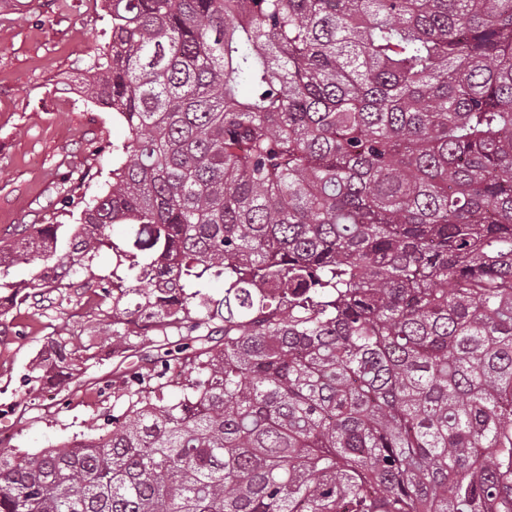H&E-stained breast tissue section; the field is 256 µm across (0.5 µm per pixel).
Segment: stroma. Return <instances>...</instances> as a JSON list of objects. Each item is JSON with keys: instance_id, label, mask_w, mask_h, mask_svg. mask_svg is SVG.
<instances>
[{"instance_id": "35a3bbf8", "label": "stroma", "mask_w": 512, "mask_h": 512, "mask_svg": "<svg viewBox=\"0 0 512 512\" xmlns=\"http://www.w3.org/2000/svg\"><path fill=\"white\" fill-rule=\"evenodd\" d=\"M109 38L102 0H0V239L22 224L70 223L64 197L101 192L112 144L125 126L80 91L94 49ZM111 299L85 289L64 301L29 302L0 317V442L31 453L104 427L127 408L106 315ZM94 345L77 392L31 385L54 326Z\"/></svg>"}]
</instances>
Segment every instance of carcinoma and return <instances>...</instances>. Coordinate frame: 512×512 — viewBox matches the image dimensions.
Listing matches in <instances>:
<instances>
[{"mask_svg":"<svg viewBox=\"0 0 512 512\" xmlns=\"http://www.w3.org/2000/svg\"><path fill=\"white\" fill-rule=\"evenodd\" d=\"M104 2L81 89L129 136L0 288L107 248L112 341L158 339L110 430L0 448V512H512V0Z\"/></svg>","mask_w":512,"mask_h":512,"instance_id":"obj_1","label":"carcinoma"}]
</instances>
